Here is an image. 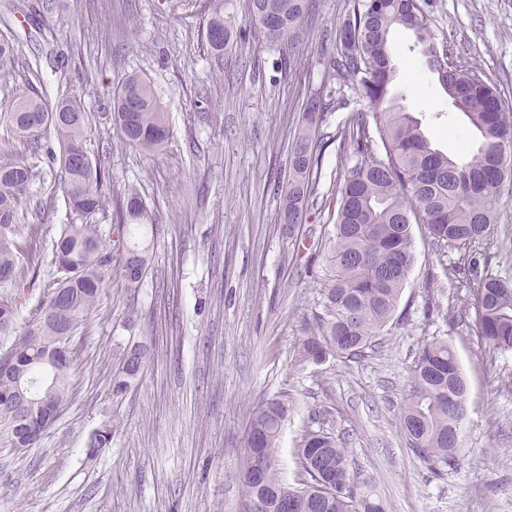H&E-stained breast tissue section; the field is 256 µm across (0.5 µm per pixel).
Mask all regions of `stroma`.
Listing matches in <instances>:
<instances>
[{"mask_svg": "<svg viewBox=\"0 0 512 512\" xmlns=\"http://www.w3.org/2000/svg\"><path fill=\"white\" fill-rule=\"evenodd\" d=\"M51 30L0 0V38L39 60L49 94L81 96L92 114L88 148L108 167L114 192L136 187L154 218L141 234L149 264L137 285L120 260L98 309L74 340L68 402L27 451L0 433V512H242L240 472L255 411L288 392L293 411L278 450L294 481V449L306 426L345 437L386 512H512V355L486 360L466 329L445 314L460 300L423 225L412 227L414 264L394 319L364 358L298 366L318 292L329 275L322 247L334 230L337 186L355 165L336 136L371 106L340 85L331 67L352 0H312L297 36L271 43L232 0L237 35L222 58L206 48L197 0H33ZM437 40L477 66L512 108V0H423ZM392 97L415 113L435 148L451 156L475 139L435 77L409 53L412 32L392 35ZM147 77L168 114L156 151L126 145L112 119L111 91L130 74ZM323 98L317 134L321 175L293 245L277 221L279 181L306 104ZM0 160L37 173L20 207V266H40L16 298L15 332L53 283L52 243L77 217L65 203L48 152L5 143ZM493 264L512 270V193L498 201ZM453 346L467 380L463 446L447 474H432L409 449L401 407L420 347ZM148 349L140 373L113 387L128 350ZM111 426L94 459L86 448Z\"/></svg>", "mask_w": 512, "mask_h": 512, "instance_id": "stroma-1", "label": "stroma"}]
</instances>
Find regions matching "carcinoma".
<instances>
[{
    "mask_svg": "<svg viewBox=\"0 0 512 512\" xmlns=\"http://www.w3.org/2000/svg\"><path fill=\"white\" fill-rule=\"evenodd\" d=\"M207 11L206 39L218 55L233 43L229 0H204ZM307 0H245V17L269 41L294 36L305 13ZM412 31L416 40L410 51L422 67L436 77L454 111L464 114L478 134L475 148L454 159L437 148L422 130V122L401 107L387 105L394 80L393 30ZM336 75L369 100L375 112L373 124L358 115L341 132L338 149L354 146L356 164L340 184L334 231L327 239L331 274L323 283L312 314L311 331L298 348L295 363L322 362L327 357L360 359L392 319L401 290L414 263L412 224H422L438 255L449 252L448 282L466 291L457 313L445 317L450 327L473 332L485 357L512 354V274L492 266L490 246L497 232V200L512 190V110L504 107L501 93L477 68L458 62L445 63L435 49L432 20L421 0H353L352 14L343 22ZM17 60L14 44L0 40V81L13 76ZM31 80L0 105V125L18 139H31L42 130H54L60 145L53 157L60 169L69 208L89 215L104 206L112 188V173L93 160L86 147L90 123L82 98L70 95L47 101L40 65L27 64ZM112 118L123 141L152 151L169 135L167 113L151 82L129 75L112 91ZM322 99L307 103L303 128L288 164V176L278 186L279 223L288 225L294 237L303 223L321 165L311 132L323 114ZM35 178L33 168L19 163H0V288L23 290L35 282L38 272L27 276L17 266L20 235L18 204ZM150 216L134 187L127 189L117 213L118 245L124 247L123 273L135 285L148 265L144 242L124 245V235L138 236ZM56 276L47 299L14 340L3 359L31 364L57 344V323L49 310L60 290H65L71 309L72 332L83 326L98 308L100 293L112 270V249L103 242L94 224H67L52 244ZM141 348L128 352L123 365L125 379L116 384L121 392L145 362ZM73 370L72 348L62 353L49 369L40 393L50 391L56 414L67 403ZM414 386L401 412V425L410 450L432 471L454 465L461 447L466 420V383L457 356L448 341L435 337L426 343L413 368ZM17 380L0 372V425L18 447L23 426L12 398ZM292 411L288 393L267 400L254 414L247 448H254L265 469L261 482L247 474L246 458L241 475L244 502H272L284 495L293 512H385L372 481L359 476L347 442L323 429L307 428L295 448L301 481L292 485L281 478L278 467L280 431ZM112 429L98 430L89 443L92 458L109 443Z\"/></svg>",
    "mask_w": 512,
    "mask_h": 512,
    "instance_id": "carcinoma-1",
    "label": "carcinoma"
}]
</instances>
